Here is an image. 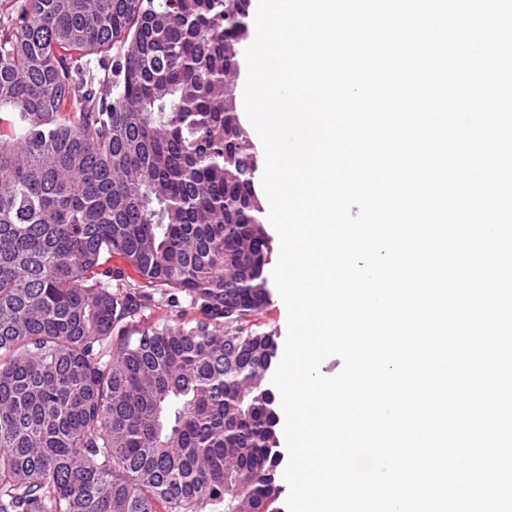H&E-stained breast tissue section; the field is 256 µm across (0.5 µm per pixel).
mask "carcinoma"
<instances>
[{
    "label": "carcinoma",
    "mask_w": 512,
    "mask_h": 512,
    "mask_svg": "<svg viewBox=\"0 0 512 512\" xmlns=\"http://www.w3.org/2000/svg\"><path fill=\"white\" fill-rule=\"evenodd\" d=\"M249 7L0 0V512H277ZM154 304V305H153ZM186 310V315L183 317L182 321H188L197 315V312L193 309H189L188 304L186 302L182 303L179 308H172L165 303L162 302H154L146 308H143L140 312H138L134 317L129 318L124 326L127 333H132L135 330H139L141 328L152 326V325H161L163 323H171L173 320H178L177 311L178 310Z\"/></svg>",
    "instance_id": "cac0c4a2"
}]
</instances>
